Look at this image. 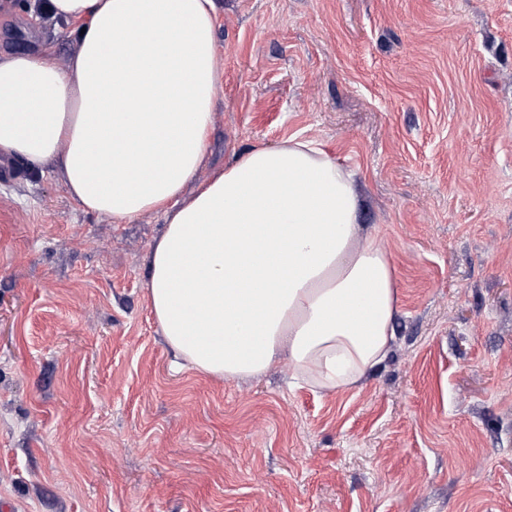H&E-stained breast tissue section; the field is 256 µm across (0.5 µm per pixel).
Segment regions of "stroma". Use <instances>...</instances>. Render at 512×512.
Here are the masks:
<instances>
[{
  "instance_id": "obj_1",
  "label": "stroma",
  "mask_w": 512,
  "mask_h": 512,
  "mask_svg": "<svg viewBox=\"0 0 512 512\" xmlns=\"http://www.w3.org/2000/svg\"><path fill=\"white\" fill-rule=\"evenodd\" d=\"M0 52L73 26L38 0ZM205 182L255 144L356 175L400 312L386 360L322 394L172 373L149 310L162 214L115 224L0 157V506L10 512H512V0H217Z\"/></svg>"
}]
</instances>
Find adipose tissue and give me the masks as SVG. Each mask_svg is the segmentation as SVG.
Instances as JSON below:
<instances>
[{"instance_id":"obj_1","label":"adipose tissue","mask_w":512,"mask_h":512,"mask_svg":"<svg viewBox=\"0 0 512 512\" xmlns=\"http://www.w3.org/2000/svg\"><path fill=\"white\" fill-rule=\"evenodd\" d=\"M78 50L0 56V155L56 164L84 211L163 213L150 311L176 369L263 376L287 357L318 390L387 357L398 309L351 173L314 141L255 145L191 195L222 92L215 0H49Z\"/></svg>"}]
</instances>
